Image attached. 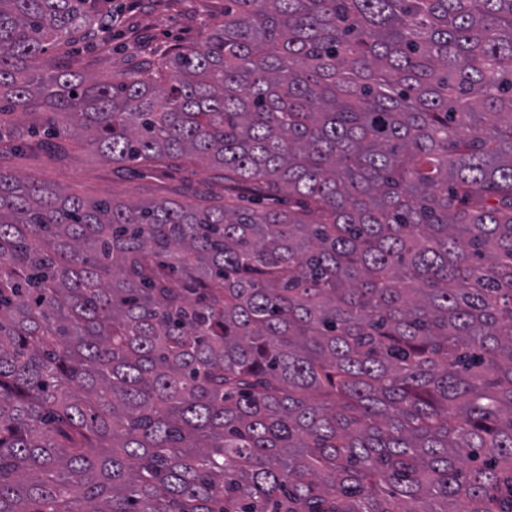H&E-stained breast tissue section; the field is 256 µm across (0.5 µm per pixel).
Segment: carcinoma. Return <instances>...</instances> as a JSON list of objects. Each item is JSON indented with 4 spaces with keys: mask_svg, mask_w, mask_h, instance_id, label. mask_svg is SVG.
<instances>
[{
    "mask_svg": "<svg viewBox=\"0 0 512 512\" xmlns=\"http://www.w3.org/2000/svg\"><path fill=\"white\" fill-rule=\"evenodd\" d=\"M0 0V512H512V0H224L112 76ZM68 138L224 196L88 201Z\"/></svg>",
    "mask_w": 512,
    "mask_h": 512,
    "instance_id": "cac0c4a2",
    "label": "carcinoma"
}]
</instances>
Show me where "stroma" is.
Returning <instances> with one entry per match:
<instances>
[{
  "mask_svg": "<svg viewBox=\"0 0 512 512\" xmlns=\"http://www.w3.org/2000/svg\"><path fill=\"white\" fill-rule=\"evenodd\" d=\"M105 10L118 17L111 46L97 43L96 31L77 33L71 46L51 48V55L78 50L82 70L97 79H108L125 72L139 62L160 54L167 46L191 43L224 18V0H106ZM18 173L56 182L68 192L89 199H126L142 201L168 196L171 188L187 193L224 194V182L205 166L192 165L175 173H141L134 170L121 175L112 171L89 149H76L66 162L47 157H16L10 161Z\"/></svg>",
  "mask_w": 512,
  "mask_h": 512,
  "instance_id": "obj_1",
  "label": "stroma"
}]
</instances>
